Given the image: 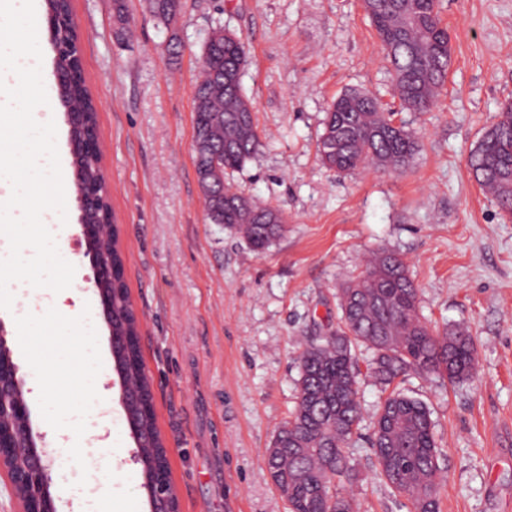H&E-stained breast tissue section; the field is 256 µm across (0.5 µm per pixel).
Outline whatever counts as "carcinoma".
Masks as SVG:
<instances>
[{
    "instance_id": "carcinoma-1",
    "label": "carcinoma",
    "mask_w": 512,
    "mask_h": 512,
    "mask_svg": "<svg viewBox=\"0 0 512 512\" xmlns=\"http://www.w3.org/2000/svg\"><path fill=\"white\" fill-rule=\"evenodd\" d=\"M362 8L390 60L402 103L415 112L428 111L448 78L451 56L439 0H362ZM202 56L208 63L195 89L197 171L212 166V147L224 146L219 173L201 186L207 218L262 253L283 232V211L257 205L225 181L261 146L252 102L241 84L247 48L235 33L218 26L204 42ZM76 102L93 111L86 86H75L65 97L67 105ZM391 121L374 94L342 91L326 112L318 142L321 162L345 173L406 170L420 145L414 132L402 123L392 127ZM468 166L501 211L512 215V106L501 108L471 150ZM338 300L336 332L310 340L301 353L296 407L274 436L275 452L267 455L270 477L289 512H354L352 500L337 485L350 477L343 448L361 420L355 348L372 351L370 377L385 389L410 373L462 383L476 369L467 328L440 332L428 325L408 266L396 253H376L367 269L340 289ZM118 362L131 389L139 390L135 361L120 355ZM371 445L381 475L411 502L412 512H439L440 466L431 413L423 401L391 389L379 407Z\"/></svg>"
}]
</instances>
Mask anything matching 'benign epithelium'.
Listing matches in <instances>:
<instances>
[{"label": "benign epithelium", "instance_id": "obj_1", "mask_svg": "<svg viewBox=\"0 0 512 512\" xmlns=\"http://www.w3.org/2000/svg\"><path fill=\"white\" fill-rule=\"evenodd\" d=\"M48 23L57 54L58 89L63 93L71 81L83 76L80 43H59L55 17H48ZM87 120L88 113L72 106L67 108L69 126L87 125L83 137L70 139L73 161L76 163L85 158L99 162L103 157L98 125H89ZM106 216V220L96 224L83 220L79 222V237L90 255L100 248L106 231L116 229L112 210H107ZM92 267L93 285L109 329L112 354L116 355L131 345L139 344V336H119L114 331L115 324L125 319V316L113 310L112 289L108 288V284L116 279L115 268L110 263L95 261ZM118 379L119 401L136 444L134 459L144 466L146 457L139 422L140 417L155 414L153 391L149 388L142 393L139 410L136 411L132 408L131 390L125 374L118 373ZM3 418L8 419L9 425L5 427L0 424V477L8 483L15 505L14 512H57L51 492L52 460L46 450L39 447V436L33 432L24 381L18 376V367L0 326V420ZM155 467L159 476L142 475V488L147 493L152 512H179L177 494L169 477L167 453H162Z\"/></svg>", "mask_w": 512, "mask_h": 512}]
</instances>
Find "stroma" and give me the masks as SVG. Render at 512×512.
Returning <instances> with one entry per match:
<instances>
[{
	"label": "stroma",
	"mask_w": 512,
	"mask_h": 512,
	"mask_svg": "<svg viewBox=\"0 0 512 512\" xmlns=\"http://www.w3.org/2000/svg\"><path fill=\"white\" fill-rule=\"evenodd\" d=\"M171 22L149 0H71L86 84L97 107L124 279L141 319L140 351L168 448L180 512H288L267 469V450L296 404L298 357L336 327L337 293L387 249L406 260L419 306L436 329L465 325L477 353L467 382L398 380L424 401L442 469L440 512H512V216L474 180L468 156L512 101V0H440L452 58L448 82L427 112L403 107L391 65L361 0H180ZM248 46L242 85L262 142L226 177L236 191L283 210L285 231L265 253L209 223L191 149L202 45L215 25ZM40 48L53 96L60 164L73 157L58 101L56 53ZM376 93L408 123L420 151L404 173L346 174L316 155L325 111L344 89ZM76 271L72 286L109 330L91 258L70 233L57 244ZM112 400V445L95 454L112 482L115 512H150L135 442ZM387 393L359 379L361 421L345 449L343 488L356 512H410L379 473L371 449ZM58 512H73L86 477L82 454L54 457Z\"/></svg>",
	"instance_id": "1"
}]
</instances>
